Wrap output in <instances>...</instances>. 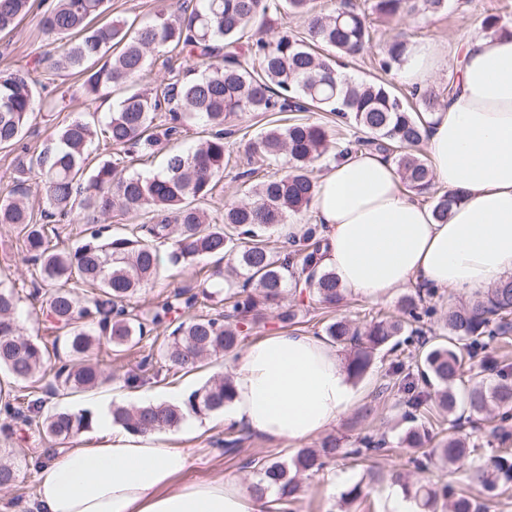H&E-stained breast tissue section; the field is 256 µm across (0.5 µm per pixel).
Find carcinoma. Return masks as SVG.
<instances>
[{
	"label": "carcinoma",
	"instance_id": "cac0c4a2",
	"mask_svg": "<svg viewBox=\"0 0 512 512\" xmlns=\"http://www.w3.org/2000/svg\"><path fill=\"white\" fill-rule=\"evenodd\" d=\"M190 12L172 18L157 15L136 29L120 22H101L108 0H55L44 14L43 30L64 39L57 53L41 57L53 71L78 73L89 100L112 87L127 85L151 67L152 56L165 48L201 61V69L177 71L148 92L134 88L113 106L108 119L97 124L74 117L55 129L52 138L34 155L15 153L11 163L13 188L0 196V224H22L23 246L39 263L43 288L40 310L58 332L67 360L54 374L51 394L93 390L109 381L94 346L103 343L122 351L144 341L159 344V361L171 369L191 371L203 357L233 353L245 330L264 319V311L278 310L277 319L293 324L299 309L282 305L290 291L309 290L327 308L343 299L335 274L318 271L326 239L318 226L301 236H285L274 249L268 233L286 223L288 216L308 208L318 189L312 164L336 140V156L354 149H372L391 159L405 188L416 194L432 193L431 166L413 153L427 135L424 114L434 110L436 98L418 95L411 106L387 82H355L338 73L336 56L353 58L371 40L366 16L351 0H339L330 13L315 14L311 0H192ZM447 0H373L372 10L385 18H403L420 11H438ZM31 9V0H0V33L9 34ZM281 11L309 15L305 35L286 31L270 38L247 34L249 26ZM116 48L110 60L95 68L88 62L101 58L107 46ZM407 41L388 42L380 67L390 72L405 62ZM37 83L28 69L0 75V148L16 146L33 115ZM334 112L349 127V136L322 123L297 119L260 133L255 152L269 161H285L286 170L249 189L250 199L224 208L212 217L204 205L224 173V121L245 112ZM208 127L207 136L185 152L168 155L163 169L150 176L128 168L162 141L183 131L188 121ZM115 149L108 158L91 159L94 144ZM43 181V208L35 216L26 198L25 182L33 168ZM460 196L439 193L432 212L441 220ZM145 216L129 234L114 235L106 221L112 214ZM85 224L83 236L68 248L49 240L46 226L56 220ZM171 243L168 263L183 265L201 257H232L241 280L203 297L224 295V311L178 322L172 319L198 301L183 293L138 315L126 302L159 275L158 246ZM437 289L418 290L400 302L401 315L378 316L364 330L346 317H334L324 327L327 340L346 352L345 369L355 379L371 368L375 352L394 349L400 342L414 347L412 356L422 384H413L400 401L402 419L423 423L406 430L403 443L412 449L410 462L417 477L391 476L413 499L418 512H489L487 504L469 492L423 474L434 468H453L468 459L469 485L489 494L512 490V448H499L488 457L458 436L462 414L484 419L495 412L492 437L503 444L512 438V364L485 355L489 341L512 334V278L472 298L450 306L440 316L446 334L427 338V320L436 314L427 299ZM19 297L0 285V371L16 384H25L45 368L50 355L45 346L22 333L18 320ZM480 359L479 377L491 371L496 380L474 383L464 400L453 389L468 361ZM234 396L232 376L225 375L193 391L180 406L148 403L134 408L112 407V422L139 434L178 426L185 415L219 412ZM45 399L28 401L29 412L41 416L42 432L68 439L90 428L87 412L44 411ZM448 425V435L436 429ZM246 437L230 426L224 449L236 453ZM387 451L386 440L365 435L348 444L335 434L312 448L300 449L291 463L250 458L256 470L252 484L257 500H264V483L279 486L273 512H294L300 500V473L314 474L339 459L367 460ZM0 448V490L16 486L19 469L4 458Z\"/></svg>",
	"mask_w": 512,
	"mask_h": 512
}]
</instances>
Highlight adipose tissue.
<instances>
[{
  "instance_id": "adipose-tissue-1",
  "label": "adipose tissue",
  "mask_w": 512,
  "mask_h": 512,
  "mask_svg": "<svg viewBox=\"0 0 512 512\" xmlns=\"http://www.w3.org/2000/svg\"><path fill=\"white\" fill-rule=\"evenodd\" d=\"M437 61L433 44L408 46L400 76L426 89ZM426 120L434 177L460 196L447 221L411 198L374 151L336 158L319 181L312 209L329 242L321 265L351 295L378 301L409 286L468 295L512 277V36L466 40L455 91ZM232 380L221 421L291 446L360 398L335 346L301 332L250 342ZM95 419L101 444L39 471L36 512H257L240 481L186 480L189 449L113 424L105 402Z\"/></svg>"
}]
</instances>
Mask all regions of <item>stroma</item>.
Here are the masks:
<instances>
[{
  "mask_svg": "<svg viewBox=\"0 0 512 512\" xmlns=\"http://www.w3.org/2000/svg\"><path fill=\"white\" fill-rule=\"evenodd\" d=\"M362 11L373 31L370 47L353 61L343 65L341 71L356 80L375 81L386 79L402 93H410L409 85L403 83L398 73L382 74L378 61L387 50V39L392 32H402L408 43L429 42L439 50V70L430 90L439 101L448 98V80L457 72L456 60L460 46L466 39L483 37L482 20L489 15L499 18L502 27L512 31V0H448L445 10L437 13H416L401 20H386L370 11L371 0H354ZM51 0H34L32 10L21 21L11 35L0 36V73L17 68L34 66L37 57L53 52L57 40L45 34L40 20ZM184 0H110L107 20L124 19L138 23L151 21L158 13L180 15ZM41 82L40 96L47 102L46 107L37 109L29 122L25 141L30 147L42 146L54 128L61 122L76 116L100 119L106 114L104 102H112L116 93L103 91L94 101L87 100L82 92V76L51 72L46 68H36ZM289 113L269 114L249 113L228 118L224 123V155L228 161L224 174L210 201L213 216H220L225 206L237 204L245 198L242 174L249 167V146L259 133L272 122L288 124ZM23 232L20 226L0 224V281L15 288L20 297L19 313L23 318L25 334L38 338L45 344H52L56 332L42 317L39 303L32 297L34 286L39 281L37 266L22 251ZM226 262L214 258L196 260L185 267L162 266L159 277L143 288L128 303L135 312H142L162 301L174 291L185 289L197 292L203 281L223 283ZM401 294H394L383 301H370L354 296L345 297L336 309H326L320 305L315 295L304 297L308 310L299 331L313 334L322 332L325 323L334 315H344L356 323L364 325L378 315L397 312ZM150 343L115 351L110 346H102L94 355L105 372L112 379L102 387L79 395H59L48 399L47 409L66 408L78 413L91 408L98 402L120 394L122 405L132 407L148 402L150 396H161L165 390L182 389L191 393L200 388L213 376L232 371L240 359L239 354L211 356L190 372L173 370H149L144 374L140 390L126 386L128 374L140 371L139 364L151 354ZM397 395H390L380 404L376 419L355 425L350 416H343L331 428L332 433L357 437L364 434L385 436L391 446L388 455L376 458L378 470L383 472H410L409 457L399 445L400 430L390 429L388 423L401 413L397 405ZM13 434L0 432V448L12 450L14 460L20 468L16 486L0 491V512H34L37 486V470L33 462L49 464L73 448L85 447L99 442L101 432L90 427L81 434L67 440H51L43 435L37 426L15 422ZM160 442L167 447L188 448L193 452L194 465L188 476L192 479H210L222 476L228 479L248 481L255 472L247 468V458L268 457L276 461H289L294 448L273 444L257 436L249 435L241 450L231 454L224 450V426L217 423L202 426L195 433H185L182 427L162 432ZM366 474L365 467L355 466L346 460L337 461L323 471L300 478L303 496L296 505L297 512H342L344 505L341 496L347 487L361 480Z\"/></svg>",
  "mask_w": 512,
  "mask_h": 512,
  "instance_id": "obj_1",
  "label": "stroma"
}]
</instances>
